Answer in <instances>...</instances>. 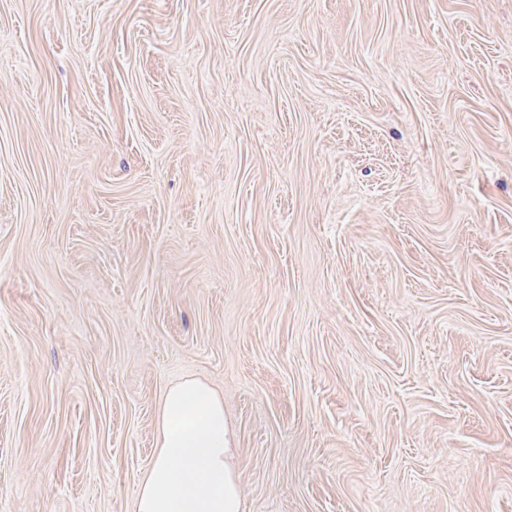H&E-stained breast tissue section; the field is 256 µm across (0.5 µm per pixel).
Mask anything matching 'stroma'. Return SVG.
Masks as SVG:
<instances>
[{
	"mask_svg": "<svg viewBox=\"0 0 512 512\" xmlns=\"http://www.w3.org/2000/svg\"><path fill=\"white\" fill-rule=\"evenodd\" d=\"M186 378L241 512H512V0H0V512Z\"/></svg>",
	"mask_w": 512,
	"mask_h": 512,
	"instance_id": "stroma-1",
	"label": "stroma"
}]
</instances>
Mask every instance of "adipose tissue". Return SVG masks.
I'll return each mask as SVG.
<instances>
[{"mask_svg": "<svg viewBox=\"0 0 512 512\" xmlns=\"http://www.w3.org/2000/svg\"><path fill=\"white\" fill-rule=\"evenodd\" d=\"M233 456L224 405L216 392L197 380L171 387L136 512H240Z\"/></svg>", "mask_w": 512, "mask_h": 512, "instance_id": "obj_1", "label": "adipose tissue"}]
</instances>
